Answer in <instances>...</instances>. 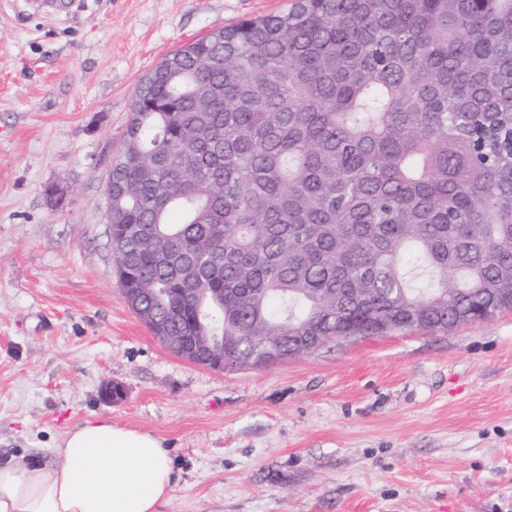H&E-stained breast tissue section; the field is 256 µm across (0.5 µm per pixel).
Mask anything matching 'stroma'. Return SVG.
Masks as SVG:
<instances>
[{
	"instance_id": "35a3bbf8",
	"label": "stroma",
	"mask_w": 512,
	"mask_h": 512,
	"mask_svg": "<svg viewBox=\"0 0 512 512\" xmlns=\"http://www.w3.org/2000/svg\"><path fill=\"white\" fill-rule=\"evenodd\" d=\"M290 5L0 0V461L51 457L99 419L162 440L158 512H512V311L213 370L124 300L105 186L137 85L213 28Z\"/></svg>"
}]
</instances>
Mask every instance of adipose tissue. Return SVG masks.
Instances as JSON below:
<instances>
[{"label":"adipose tissue","mask_w":512,"mask_h":512,"mask_svg":"<svg viewBox=\"0 0 512 512\" xmlns=\"http://www.w3.org/2000/svg\"><path fill=\"white\" fill-rule=\"evenodd\" d=\"M54 454L0 464V512H156L173 491L172 460L148 432L89 420Z\"/></svg>","instance_id":"1"}]
</instances>
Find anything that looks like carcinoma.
<instances>
[{
	"label": "carcinoma",
	"mask_w": 512,
	"mask_h": 512,
	"mask_svg": "<svg viewBox=\"0 0 512 512\" xmlns=\"http://www.w3.org/2000/svg\"><path fill=\"white\" fill-rule=\"evenodd\" d=\"M173 51L112 163L140 318L223 357L512 309V0H293Z\"/></svg>",
	"instance_id": "cac0c4a2"
}]
</instances>
